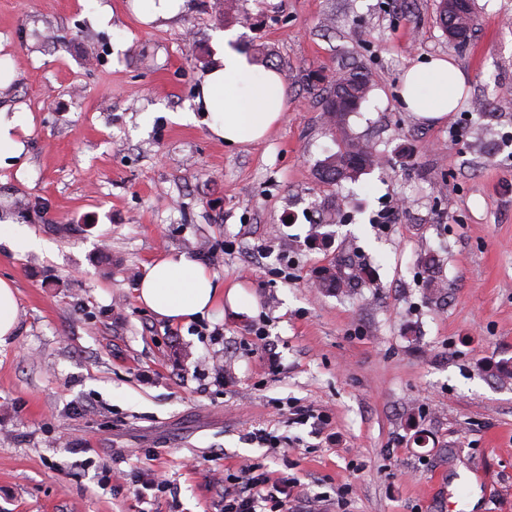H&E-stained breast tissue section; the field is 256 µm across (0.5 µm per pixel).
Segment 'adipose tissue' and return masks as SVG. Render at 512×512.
I'll list each match as a JSON object with an SVG mask.
<instances>
[{
    "label": "adipose tissue",
    "mask_w": 512,
    "mask_h": 512,
    "mask_svg": "<svg viewBox=\"0 0 512 512\" xmlns=\"http://www.w3.org/2000/svg\"><path fill=\"white\" fill-rule=\"evenodd\" d=\"M232 40L223 35L224 47L197 88L194 111L181 113L180 119L203 120L212 136L236 145L264 139L280 121L286 86L280 72L251 63ZM465 89L462 70L436 57L407 69L399 96L415 116L439 120L456 110ZM136 292L146 308L175 324L189 323L224 302L236 312L253 303L240 287L220 288L205 266L184 254L145 264Z\"/></svg>",
    "instance_id": "adipose-tissue-1"
}]
</instances>
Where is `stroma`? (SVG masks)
Returning a JSON list of instances; mask_svg holds the SVG:
<instances>
[{
  "instance_id": "obj_1",
  "label": "stroma",
  "mask_w": 512,
  "mask_h": 512,
  "mask_svg": "<svg viewBox=\"0 0 512 512\" xmlns=\"http://www.w3.org/2000/svg\"><path fill=\"white\" fill-rule=\"evenodd\" d=\"M105 2L103 27L94 0H0V108L28 129L0 221L47 244H0L20 317L0 347V512H221L245 462L295 478L288 512H448L476 472L475 512H512V382L488 370L512 360V0H472L461 43L439 0H184L149 23ZM230 31L286 83L280 122L235 146L177 119ZM434 57L468 94L427 122L398 90ZM351 65L371 90L346 129L380 163L324 183L342 140L322 97ZM170 253L255 305L158 318L135 287ZM345 254L370 279L317 287ZM150 471L167 485L144 504ZM134 486L135 489L133 491L136 499L145 503V500H149L150 493L155 498L156 492L154 491L157 490L159 492L162 489L163 481L160 480L157 473H147L146 475H139L135 480Z\"/></svg>"
}]
</instances>
